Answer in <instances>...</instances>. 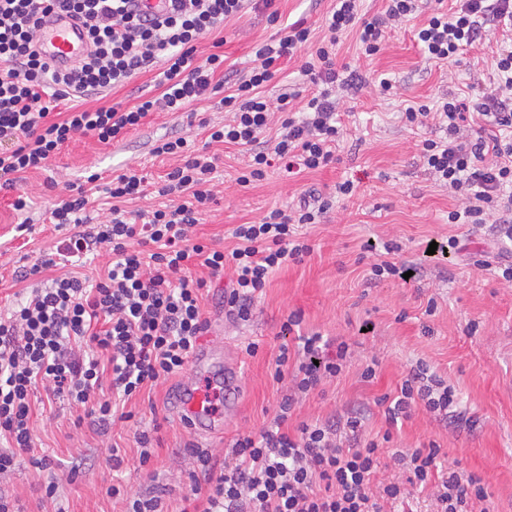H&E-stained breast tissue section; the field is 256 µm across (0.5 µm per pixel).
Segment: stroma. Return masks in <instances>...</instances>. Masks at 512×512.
Instances as JSON below:
<instances>
[{
	"instance_id": "obj_1",
	"label": "stroma",
	"mask_w": 512,
	"mask_h": 512,
	"mask_svg": "<svg viewBox=\"0 0 512 512\" xmlns=\"http://www.w3.org/2000/svg\"><path fill=\"white\" fill-rule=\"evenodd\" d=\"M418 19L394 28L384 51L374 59L360 56L353 38H344L337 62L358 70L368 85L356 96L340 101L350 113L351 138L357 149L341 148L339 163L318 172L287 174L271 171L266 180L248 187L236 183L244 156L236 148H220L214 182L217 199L197 227L202 241L217 249H231L230 231L237 224L258 221L273 208H286L310 191H332L336 182L353 181L354 195L338 199L323 223L306 228L313 247L299 264L277 271L257 303L249 323L240 324L224 313L221 295L228 277H221L205 299L210 327L204 340L214 347L233 345L242 366L235 404L224 412L222 433L201 435L173 413L177 392L192 370L160 381L129 403L133 424H117L107 434L89 425L73 427L70 407L54 400L43 407L44 392H37L33 416L37 449L16 458L14 471L0 478L25 512H125L126 503L108 493L113 482L135 491L157 488L167 512H176L188 484L187 444L196 443L216 455L229 452L241 435L259 431L274 416L290 380L274 381L272 373L281 345L295 347L297 335H321L331 344L346 342L348 363L320 391L300 398L288 420L289 430L304 421L342 415L352 409L364 415L365 437L391 434V447L419 448L436 441L448 463L481 477L488 491L489 512H512V281L496 268L477 266L480 253L512 261V243L491 235L488 227L452 224L449 211L457 201L423 168L421 140L441 135L428 123L410 129L400 120L406 100L434 101L447 94L477 95L492 75L495 43L464 54L443 66L429 63L413 40ZM278 32L264 12L246 9L224 23V71L241 76L252 64L256 44ZM394 81L396 93L378 94L374 82ZM181 132L196 149L206 147V136L186 116L165 112L120 144H103L79 137L63 147L43 171L29 173L22 186L32 199L29 212L14 211L12 194L0 193V308L20 298L22 288L11 273L17 266L55 250L60 236L47 218L59 196L70 185L82 184L91 173L112 178L130 169L153 176L165 175L175 164L151 152L156 139ZM32 220L30 232L17 224ZM456 237L460 249L445 255H424L427 240ZM401 245L399 261L416 273L403 280L389 277L372 281L370 266L384 242ZM434 313H427L428 302ZM301 317L298 332L283 331L289 314ZM431 334H424V327ZM256 341L260 349L248 356L245 346ZM377 359L375 379L362 376L365 364ZM426 362L453 385L460 396L465 421L443 424L424 407H416L398 428H390L376 400L394 391L411 365ZM148 431L155 455L146 467H137L135 435ZM119 448L127 466L113 471L110 455ZM56 482L54 502L45 499L48 482Z\"/></svg>"
}]
</instances>
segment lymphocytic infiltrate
<instances>
[{"label":"lymphocytic infiltrate","mask_w":512,"mask_h":512,"mask_svg":"<svg viewBox=\"0 0 512 512\" xmlns=\"http://www.w3.org/2000/svg\"><path fill=\"white\" fill-rule=\"evenodd\" d=\"M169 2L168 12L158 16L138 0H0V192H14V210L28 206L19 190L24 175L45 169L74 138L119 142L153 114L188 111L216 92L228 117L209 125L208 138L245 149L248 159L237 184L264 180L273 167L323 170L336 163L345 134L339 98L363 86L360 75L336 66L342 35L355 32L361 55L371 59L383 50L393 26L420 15L424 22L413 38L425 59L444 64L491 33L512 31V0H456L450 13L438 0H385L384 10L369 18L362 0H335L321 38H313L304 23L289 25L284 36L255 46L252 67L228 89L222 80L224 40L217 32L247 0ZM56 10L83 24L90 45L85 57L63 71L49 68L35 49L42 15ZM207 38L214 51L197 59V45ZM301 53L309 92L288 87L269 101L266 89ZM158 62L163 70L155 94L140 96L127 108L103 104L105 92ZM72 97L99 105L72 106ZM275 106L285 117L268 140L264 134ZM403 118L412 126L432 120L446 132L423 140L421 159L459 201L448 213L449 223L490 222L499 238L512 241V45L500 46L493 85L475 101L449 95L431 104L415 101ZM152 153L179 163L156 181L134 170L112 177L104 187L111 217L103 224L92 223L89 191L77 187L50 212L51 223L64 234L55 252L13 272L15 281L32 279L37 286L0 312L1 476L13 470L18 455L35 449L36 389L82 409L100 431L132 421L127 402L182 373L208 329L207 282L191 279L192 270L203 267L215 277L232 269L224 308L234 320L250 321L271 275L311 254L304 226L320 223L336 198L355 191L353 182L344 180L315 201L302 199L268 211L257 223L236 225L231 232L236 246L226 253L210 249L196 234L214 201L216 156L192 150L179 135L156 141ZM175 193L181 201L147 213L125 208L150 194ZM100 251L111 257L104 275L95 280L80 275L87 256ZM347 355L346 343L329 353L312 337L294 365L288 348L280 347L273 378L292 376V393L282 395L269 426L236 438L227 456L189 448L191 484L178 512H413L419 493L430 496L432 512H475L486 500L482 480L455 468L441 471L436 442L395 453L403 477L376 486L372 479L385 450L364 437L360 412L301 423L293 436L284 431L298 396L339 376ZM377 403L393 424L418 404L442 420L461 413L457 392L421 363L410 369L396 395H382Z\"/></svg>","instance_id":"lymphocytic-infiltrate-1"}]
</instances>
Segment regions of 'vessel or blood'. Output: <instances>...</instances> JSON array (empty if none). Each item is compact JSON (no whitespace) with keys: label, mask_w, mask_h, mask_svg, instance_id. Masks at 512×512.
Here are the masks:
<instances>
[{"label":"vessel or blood","mask_w":512,"mask_h":512,"mask_svg":"<svg viewBox=\"0 0 512 512\" xmlns=\"http://www.w3.org/2000/svg\"><path fill=\"white\" fill-rule=\"evenodd\" d=\"M37 49L51 68L62 70L87 53L88 43L76 18L52 13L41 22ZM192 364L199 380L180 387L174 411L195 431L210 434L224 424V406L219 399L223 391L238 388L240 368L210 346L200 348Z\"/></svg>","instance_id":"obj_1"}]
</instances>
